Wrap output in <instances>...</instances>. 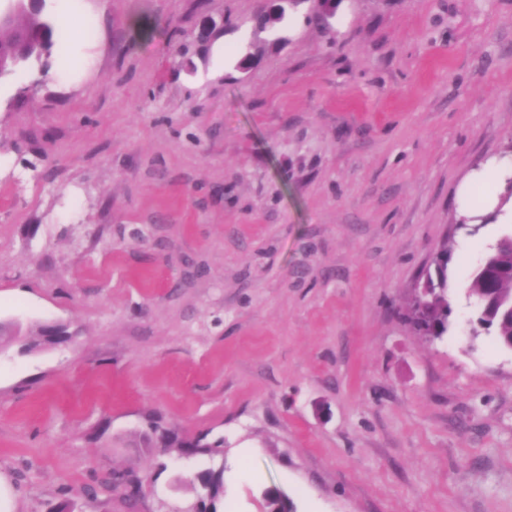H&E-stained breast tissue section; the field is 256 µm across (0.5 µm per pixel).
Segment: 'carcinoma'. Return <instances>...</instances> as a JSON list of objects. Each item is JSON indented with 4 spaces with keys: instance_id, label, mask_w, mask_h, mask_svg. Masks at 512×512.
I'll return each mask as SVG.
<instances>
[{
    "instance_id": "obj_1",
    "label": "carcinoma",
    "mask_w": 512,
    "mask_h": 512,
    "mask_svg": "<svg viewBox=\"0 0 512 512\" xmlns=\"http://www.w3.org/2000/svg\"><path fill=\"white\" fill-rule=\"evenodd\" d=\"M14 7L13 16L5 28L11 31L7 39L0 38V77L8 76L18 68L41 61L50 54L55 44L54 22L46 12V0L36 6L26 2ZM448 261L439 262L435 273H426L429 292L420 297V306H412L409 323L421 336L439 339L448 331V316L451 308L448 301ZM469 291L477 298V326L472 335H480L479 329H495L497 341L512 350V235L504 236L493 250L475 267L471 274ZM61 327H39L32 336V345L56 344L62 340ZM129 443L147 455L166 453L173 448L186 456L202 454L211 458H224V438L212 442L205 437L182 438L176 431L160 421L152 419L146 429L140 431ZM197 502L193 512H217V504L224 497V463L197 475ZM120 487L135 497L142 493L143 480L132 471L109 473L95 484L84 489V497L94 500L103 490ZM269 512H294L289 496L279 488L265 491Z\"/></svg>"
}]
</instances>
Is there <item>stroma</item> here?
<instances>
[{"label": "stroma", "mask_w": 512, "mask_h": 512, "mask_svg": "<svg viewBox=\"0 0 512 512\" xmlns=\"http://www.w3.org/2000/svg\"><path fill=\"white\" fill-rule=\"evenodd\" d=\"M49 0L57 48L0 79V354L11 512H512V350L471 334L469 276L512 212L454 232L512 161V0ZM210 25L209 40L196 38ZM72 71L56 79V66ZM448 254L442 338L408 324ZM136 468L123 490L82 489ZM206 436L195 438H182L176 431L163 426L160 420L152 419L146 429L140 431L129 444L147 455H154L157 451L165 454L171 448H179L182 455H207L211 458H220V463L207 471L197 475V502L187 512H217V504L224 497V441L216 439L212 442H203ZM124 487L128 490V497L139 496L143 489V480L132 471L123 473H109L98 480L95 484L89 485L84 489V497L88 500H94L103 490H114Z\"/></svg>", "instance_id": "stroma-1"}]
</instances>
